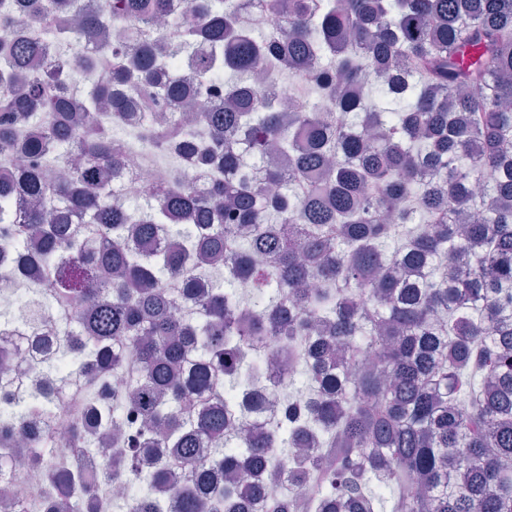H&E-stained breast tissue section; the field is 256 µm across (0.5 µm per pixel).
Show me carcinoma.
Here are the masks:
<instances>
[{"instance_id":"carcinoma-1","label":"carcinoma","mask_w":512,"mask_h":512,"mask_svg":"<svg viewBox=\"0 0 512 512\" xmlns=\"http://www.w3.org/2000/svg\"><path fill=\"white\" fill-rule=\"evenodd\" d=\"M271 9L259 39L238 0L0 14V275L33 277L0 321L39 334L48 291L58 349L88 362L66 436L37 426L51 365L0 409V473L26 455L48 512H512V0ZM260 66L317 102L256 94ZM186 74L221 88L192 122L116 134L139 95L194 105ZM138 151L168 185L130 210L112 179ZM271 387L283 414L250 437ZM109 434L122 452L88 473ZM127 479L140 494L111 497ZM1 503L29 512L3 483Z\"/></svg>"}]
</instances>
